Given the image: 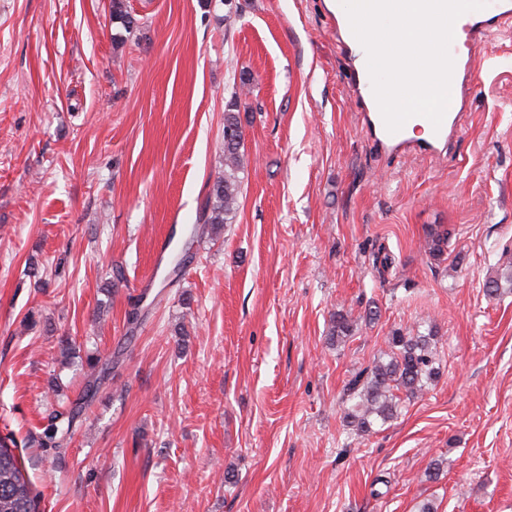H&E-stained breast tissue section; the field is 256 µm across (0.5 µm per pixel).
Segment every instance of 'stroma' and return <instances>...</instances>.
<instances>
[{
  "instance_id": "1",
  "label": "stroma",
  "mask_w": 512,
  "mask_h": 512,
  "mask_svg": "<svg viewBox=\"0 0 512 512\" xmlns=\"http://www.w3.org/2000/svg\"><path fill=\"white\" fill-rule=\"evenodd\" d=\"M327 2L128 0V31L112 0H0V437L120 357L68 447L19 448L41 512H512V286L484 293L512 270V19L447 152L389 154ZM231 101L239 211L195 233ZM396 330L433 332L440 374L357 434L346 386ZM448 248V230L440 227L427 231L424 241L425 253L434 260H440Z\"/></svg>"
}]
</instances>
